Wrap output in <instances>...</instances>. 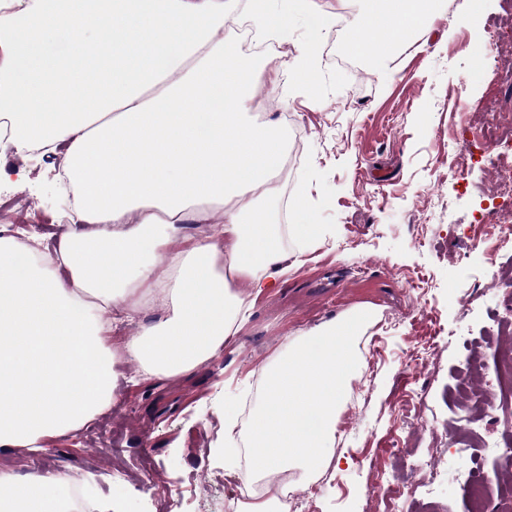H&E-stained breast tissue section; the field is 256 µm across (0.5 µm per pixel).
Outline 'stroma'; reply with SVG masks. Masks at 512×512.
Instances as JSON below:
<instances>
[{
  "instance_id": "stroma-1",
  "label": "stroma",
  "mask_w": 512,
  "mask_h": 512,
  "mask_svg": "<svg viewBox=\"0 0 512 512\" xmlns=\"http://www.w3.org/2000/svg\"><path fill=\"white\" fill-rule=\"evenodd\" d=\"M316 2L343 19L320 41L315 95L288 82V67L309 39L295 17L292 42L271 56L253 90L252 115L285 122L297 154L272 207L310 202L325 238L271 288L245 294L247 322L218 356L184 377L145 375L126 354L130 336L165 315L143 298L134 321L117 324L107 343L119 385L112 405L45 451H0V472L81 478V495L94 506L120 486L122 512H237L247 458L227 469L214 457L224 433L221 399L242 396L239 416L247 418L264 369L286 342L364 308L374 322L359 342L361 375L340 414L331 463L306 483L288 474L289 491L308 499L301 512H389L373 493V463L390 479L417 482L420 455L465 437L471 457L442 465L434 499L411 503L408 512H475L461 487L465 470L496 471V494H512V457L481 449L485 435L504 438L502 427L460 393L466 354L480 356L492 379L500 356L512 353V340L498 333L512 321V257L490 253L491 228L479 221L493 180L480 162L482 132L491 107L512 113V83L475 56L492 42L512 46V7L483 0L475 12L468 0H436L427 35L402 46L388 76L368 56L343 58L368 0ZM452 153L462 166L456 180L448 177ZM0 164L27 170L16 197L26 201L30 222L59 234L72 204L58 158L9 152ZM416 275L427 281L420 294L407 286ZM436 323L457 340L438 343L430 362L420 363L419 341ZM467 413L469 432L459 422ZM144 459L148 479L137 471Z\"/></svg>"
}]
</instances>
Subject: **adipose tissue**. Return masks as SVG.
<instances>
[{
  "label": "adipose tissue",
  "instance_id": "adipose-tissue-1",
  "mask_svg": "<svg viewBox=\"0 0 512 512\" xmlns=\"http://www.w3.org/2000/svg\"><path fill=\"white\" fill-rule=\"evenodd\" d=\"M0 0V119L15 154L60 156L75 218L53 252L15 272L18 242L0 231V450L36 452L108 408L115 396L109 325L94 309L146 288L166 317L131 336L148 375L184 376L210 361L246 321L237 279L254 292L299 266L291 237L317 243L323 228L295 201L288 223L264 199L278 191L288 151L279 121L252 118L249 89L268 61L245 58L228 25L245 9L279 42L304 16L313 42L333 14L315 0ZM432 0H380L350 47L388 71L423 31ZM201 232L165 269L150 255ZM49 473L0 472V512H57Z\"/></svg>",
  "mask_w": 512,
  "mask_h": 512
}]
</instances>
